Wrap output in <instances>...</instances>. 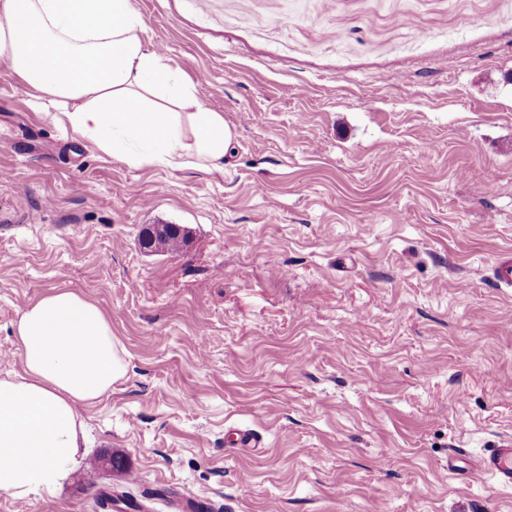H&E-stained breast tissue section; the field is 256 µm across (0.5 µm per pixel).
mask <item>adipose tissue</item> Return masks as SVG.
<instances>
[{
	"label": "adipose tissue",
	"mask_w": 512,
	"mask_h": 512,
	"mask_svg": "<svg viewBox=\"0 0 512 512\" xmlns=\"http://www.w3.org/2000/svg\"><path fill=\"white\" fill-rule=\"evenodd\" d=\"M132 0H0V58L43 111L132 164L221 162L234 135L195 86L144 40ZM194 141L185 143L182 117ZM20 372L0 378V491L54 492L88 444L80 408L122 379L126 353L93 301L55 291L16 326Z\"/></svg>",
	"instance_id": "ef3b65f1"
}]
</instances>
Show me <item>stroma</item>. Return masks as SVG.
Returning a JSON list of instances; mask_svg holds the SVG:
<instances>
[{
    "label": "stroma",
    "instance_id": "stroma-1",
    "mask_svg": "<svg viewBox=\"0 0 512 512\" xmlns=\"http://www.w3.org/2000/svg\"><path fill=\"white\" fill-rule=\"evenodd\" d=\"M132 2L233 147L129 164L0 63V378L51 291L128 362L79 467L0 512H512L469 476L512 438V0Z\"/></svg>",
    "mask_w": 512,
    "mask_h": 512
}]
</instances>
